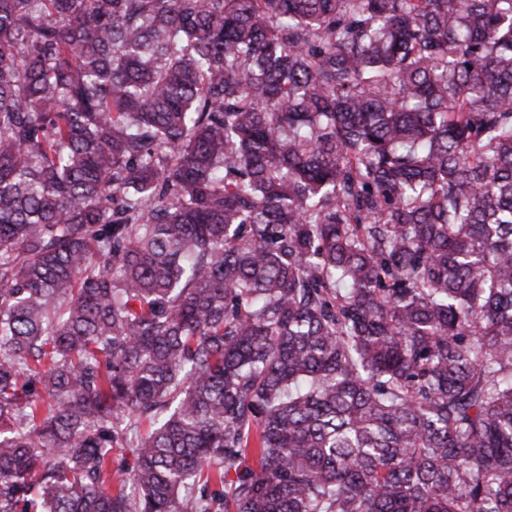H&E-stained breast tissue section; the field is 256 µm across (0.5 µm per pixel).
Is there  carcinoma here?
<instances>
[{
  "instance_id": "obj_1",
  "label": "carcinoma",
  "mask_w": 512,
  "mask_h": 512,
  "mask_svg": "<svg viewBox=\"0 0 512 512\" xmlns=\"http://www.w3.org/2000/svg\"><path fill=\"white\" fill-rule=\"evenodd\" d=\"M0 512H512V0H0Z\"/></svg>"
}]
</instances>
